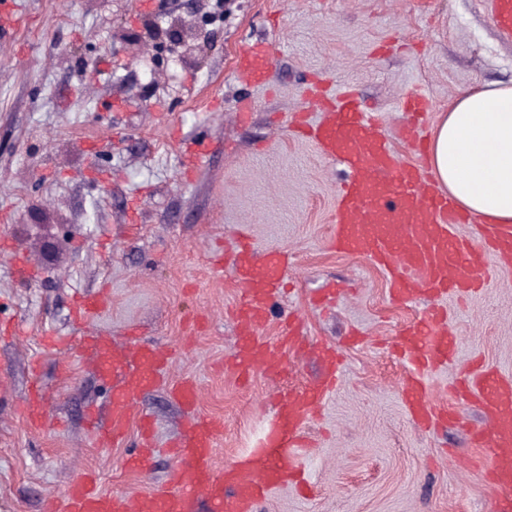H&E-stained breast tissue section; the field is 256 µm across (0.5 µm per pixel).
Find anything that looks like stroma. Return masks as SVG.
Segmentation results:
<instances>
[{
	"mask_svg": "<svg viewBox=\"0 0 512 512\" xmlns=\"http://www.w3.org/2000/svg\"><path fill=\"white\" fill-rule=\"evenodd\" d=\"M194 15L211 23L193 48L160 40L171 18ZM261 40L276 46L264 83L238 81L237 56ZM316 78L355 88L389 131L405 118L400 96L421 90L430 130L460 93L512 84V42L499 39L488 0H8L0 10V214L9 218L0 235L39 273L16 280L0 256V324L24 329L0 338V512H46L88 471L129 497L172 480L163 454L147 472L123 471L134 438L95 446L89 416L107 418L111 389L78 353L85 336L133 330L171 351L170 378L195 381L199 409L224 423L216 469L258 446L276 385L259 373L242 383L229 366L238 288L230 269L212 268L243 234L292 262L294 291L271 306L264 340L275 342L291 312L314 341L361 333L308 425L313 445L300 459L315 494L284 487L256 512H493L472 444L487 421L452 386L484 368L512 377V268L490 261L481 290L465 298L398 305L383 270L332 249L346 173L290 131ZM190 143L207 156L188 174ZM330 282L341 297L317 311L309 296ZM77 292L104 301L81 327ZM437 305L458 346L426 382L459 419L422 430L399 396L406 364L388 344ZM47 331L65 346L45 348ZM34 382L50 414L39 430L20 415ZM138 407L158 444L179 435L185 413L166 388Z\"/></svg>",
	"mask_w": 512,
	"mask_h": 512,
	"instance_id": "35a3bbf8",
	"label": "stroma"
}]
</instances>
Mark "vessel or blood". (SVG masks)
I'll list each match as a JSON object with an SVG mask.
<instances>
[{"mask_svg":"<svg viewBox=\"0 0 512 512\" xmlns=\"http://www.w3.org/2000/svg\"><path fill=\"white\" fill-rule=\"evenodd\" d=\"M491 14L502 40H512V0H490ZM274 60L272 44L258 42L240 57L237 75L257 84ZM428 99L409 94L404 109L409 120L395 136L411 141L420 151L428 146L418 122L428 111ZM301 136L321 153L344 164L350 176L336 194V233L333 248L363 256L382 268L391 296L406 304L419 294H462L477 286L489 258L512 265V224L475 223L462 214L452 199L421 165L402 163L390 138L349 89L338 91L324 109L322 119L303 126ZM474 224L471 238L454 233L458 224ZM240 285L232 307L237 343L232 362L244 377L262 373L279 377L286 369V354H296L306 340L293 316H286L276 343L260 336L273 302L286 297L288 256L278 251L258 252L240 242L230 257ZM436 317L421 319L396 339L401 353L418 368L448 361L456 349L451 332L437 328ZM82 354L93 358L104 378H118L112 392L109 424L94 429L95 444L111 446L124 441L131 423H138L135 453L125 461L129 470H147L152 463L154 426L147 417H135L137 401L148 389L161 385L169 364L168 354L151 343H117L109 337H84ZM324 371L313 384L289 386L277 398L274 421L250 454L216 470L213 451L223 424L197 410L198 388L184 380L170 388L172 397L187 411L188 419L174 445V482L170 488L134 498L100 490L94 476L72 481L48 512H197L208 501L210 512H254L257 502L289 483L298 472L305 427L334 389L342 361L335 347L316 345ZM404 403L415 424L427 427L437 418H452L451 410H437L430 389L417 377L401 386ZM453 392L470 401L489 419L490 426L475 432L483 449L485 470L497 490L495 512H512V379L485 369L460 379Z\"/></svg>","mask_w":512,"mask_h":512,"instance_id":"obj_1","label":"vessel or blood"}]
</instances>
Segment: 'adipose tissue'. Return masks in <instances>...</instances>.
I'll return each mask as SVG.
<instances>
[{
	"mask_svg": "<svg viewBox=\"0 0 512 512\" xmlns=\"http://www.w3.org/2000/svg\"><path fill=\"white\" fill-rule=\"evenodd\" d=\"M430 164L464 211L512 224V86L462 93L433 129Z\"/></svg>",
	"mask_w": 512,
	"mask_h": 512,
	"instance_id": "1",
	"label": "adipose tissue"
}]
</instances>
